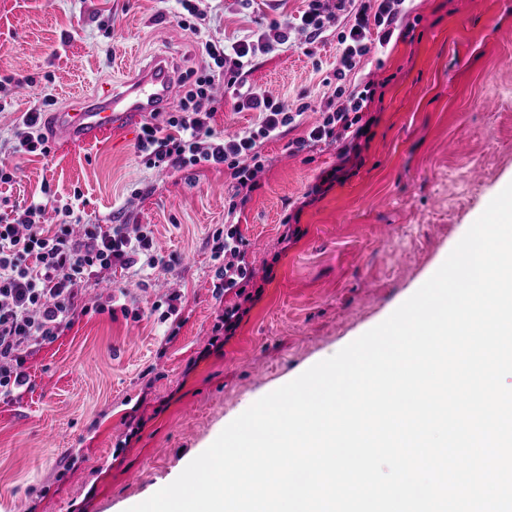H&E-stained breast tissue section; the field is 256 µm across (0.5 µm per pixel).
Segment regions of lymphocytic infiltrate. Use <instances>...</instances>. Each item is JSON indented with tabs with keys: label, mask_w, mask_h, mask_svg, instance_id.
<instances>
[{
	"label": "lymphocytic infiltrate",
	"mask_w": 512,
	"mask_h": 512,
	"mask_svg": "<svg viewBox=\"0 0 512 512\" xmlns=\"http://www.w3.org/2000/svg\"><path fill=\"white\" fill-rule=\"evenodd\" d=\"M305 2L298 27L308 44L320 43L337 15L348 18L337 42L333 71L337 105L323 112L306 136L287 145L292 153L316 143L338 147L336 167L323 172L306 194L312 202L345 180L348 164L361 153V140L368 132L361 111L368 97L358 91L354 74L370 51L368 36H376L380 47L390 44L405 15L406 0H336L331 12L323 0ZM288 28V23L275 20L268 30L229 44L211 39L202 42L203 63L181 78L177 105L161 113L159 123L142 127L136 152L144 164L158 172L224 166L234 183L228 211L233 214L244 206L259 187L260 143L282 136L297 119L283 102L248 79L256 59L287 44ZM219 82L234 109L257 112L253 128L231 137L216 131L213 121L220 102L213 89ZM50 151L40 113H24L15 131L13 154L45 156ZM44 212V205L34 202L0 215V400L15 398L27 384L26 363L35 347L53 343L64 328L91 312L93 304L85 300L84 292L102 274L139 265L165 271L172 267L158 252L148 226L82 224L68 203L57 208L56 223H44ZM209 246L220 262L216 271L219 293L236 297L223 314L224 334L230 337L244 315L243 302L256 299L248 291L253 272L246 260L247 241L230 224L213 232Z\"/></svg>",
	"instance_id": "f902f5d3"
}]
</instances>
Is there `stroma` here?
<instances>
[{"label": "stroma", "instance_id": "obj_1", "mask_svg": "<svg viewBox=\"0 0 512 512\" xmlns=\"http://www.w3.org/2000/svg\"><path fill=\"white\" fill-rule=\"evenodd\" d=\"M201 36L177 24L179 0H0V146L22 113L75 108L84 94L167 57L201 62V38H239L293 17L303 0H212ZM387 48L371 45L356 82L371 89L369 140L349 177L303 210L295 201L337 163L319 144L293 154L328 102L338 17L315 54L301 30L260 57L252 84L302 110L262 143L260 183L236 216L262 294L225 338L234 295L214 290L208 240L232 194L223 167L157 174L135 152L142 118L87 145L51 139L18 158L0 199L41 200L42 183L82 221L146 224L179 257L126 318L90 314L28 359L21 397L0 401V512H127L173 482L238 415L389 317L445 261L512 183V0H407ZM463 141L462 151L448 149ZM293 222H286V215ZM294 229L283 241L285 229ZM181 324L147 315L170 291Z\"/></svg>", "mask_w": 512, "mask_h": 512}]
</instances>
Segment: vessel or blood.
Returning a JSON list of instances; mask_svg holds the SVG:
<instances>
[{"label":"vessel or blood","instance_id":"vessel-or-blood-1","mask_svg":"<svg viewBox=\"0 0 512 512\" xmlns=\"http://www.w3.org/2000/svg\"><path fill=\"white\" fill-rule=\"evenodd\" d=\"M176 76L167 58L151 60L120 90H103L86 98L82 109L57 112L53 132L62 139L91 143L123 124L128 116L161 111L174 95Z\"/></svg>","mask_w":512,"mask_h":512}]
</instances>
